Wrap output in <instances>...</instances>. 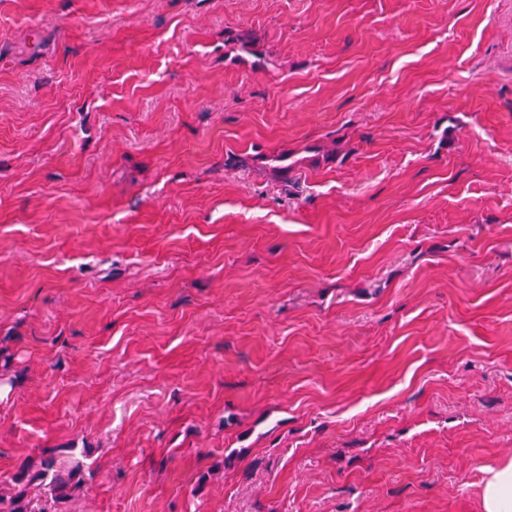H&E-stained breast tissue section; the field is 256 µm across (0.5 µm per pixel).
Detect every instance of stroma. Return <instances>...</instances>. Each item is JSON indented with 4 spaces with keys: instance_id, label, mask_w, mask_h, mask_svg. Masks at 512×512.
<instances>
[{
    "instance_id": "stroma-1",
    "label": "stroma",
    "mask_w": 512,
    "mask_h": 512,
    "mask_svg": "<svg viewBox=\"0 0 512 512\" xmlns=\"http://www.w3.org/2000/svg\"><path fill=\"white\" fill-rule=\"evenodd\" d=\"M480 512L512 459V0H0V493ZM79 472V462L68 467L63 463H58L54 457H47L41 460L40 468L33 472H30L29 468H22L18 473L16 483H25V487L36 484L37 487H42L44 493L47 494L46 497L50 495L53 501L59 502L80 491V478L74 481Z\"/></svg>"
}]
</instances>
